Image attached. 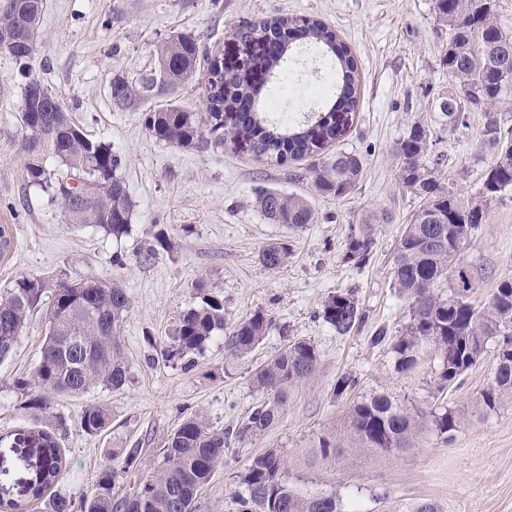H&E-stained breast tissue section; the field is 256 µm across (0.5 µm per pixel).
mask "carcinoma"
Instances as JSON below:
<instances>
[{"instance_id":"cac0c4a2","label":"carcinoma","mask_w":512,"mask_h":512,"mask_svg":"<svg viewBox=\"0 0 512 512\" xmlns=\"http://www.w3.org/2000/svg\"><path fill=\"white\" fill-rule=\"evenodd\" d=\"M436 20L448 27L454 39L442 57L443 68L459 87L458 93L440 97L436 110L456 122L463 107L488 112L485 136L497 157L483 174L480 196L467 203L454 188L440 181L424 163L428 130L414 125L397 144L400 184L416 193L421 205L403 228L391 269V284L409 309V322L394 337V367L399 373L416 369L425 359L433 361L435 389L442 393L457 385L461 376L479 363L494 341L493 368L489 381L478 392L472 410L492 412L512 403V278L503 279L489 300H471L475 278L461 264L462 252L479 230L478 216L487 204L512 189V125L503 126L497 113L512 111V33L498 21L496 8L483 0H431ZM44 0H0V51L19 60L33 58L40 47ZM478 29L482 51L471 48L467 34ZM266 44L259 60L264 68L279 69L291 40L318 44L334 60L338 81L335 100L326 112L309 118L293 114L270 117L271 98L259 102L261 89L224 76V90H206L208 124L195 113L166 107L148 114L146 130L158 141L187 147L208 137L218 143L226 138L251 143L259 156L280 164L316 154L339 139L336 113H351L359 104L360 78L350 47L335 30L308 17L280 16L241 30ZM155 71L135 81L117 79L112 97L121 105L146 100L163 86L175 87L192 77L206 53L197 40L178 35L156 48ZM479 87V95L472 93ZM235 113L234 125L224 127V113ZM26 132L22 145L25 177L32 186L52 191L69 224L96 227L115 239L129 232L135 204L126 183L118 175L121 157L112 145L88 138L73 123L67 109L38 80L27 84L21 111ZM53 158L58 169L48 170ZM362 159L336 150L313 169L316 192L341 199L358 182ZM261 215L273 224L302 229L313 223L311 202L298 194L265 189L255 197ZM373 240L368 226L351 228L344 244V260L366 262ZM290 250L285 243L267 245L261 264L270 270L282 266ZM200 302L181 312L165 360H182L200 352L218 332L224 331V298L201 281L196 285ZM47 304L48 327L42 356L30 379L17 382L25 398L24 408L42 411L52 395H79L98 386L119 390L130 380L121 348L120 333L130 300L114 282L96 278L68 286L66 278L23 276L0 292V361L9 357L28 316ZM322 318L339 335L357 329L364 321L351 292H338L322 304ZM272 317L256 310L241 320L228 338L237 355L250 353L264 339ZM315 348L296 339L264 363L252 384L266 400L253 408L247 420L234 429L217 430L202 416L185 418L162 446V462L139 476L121 494L120 475L130 474L137 451H115L101 470L92 491L75 501L60 493L50 494L65 467L57 426L50 423L34 430L41 443V477L28 488L29 498L41 501L43 512H198L200 490L224 463L231 441L246 442L270 428L281 417L288 391L311 376L317 367ZM466 411L440 404L421 411L390 393H375L350 406L346 427L356 447L385 452L415 447L419 434L429 429L443 441L453 438ZM110 413L100 405L86 407L79 426L87 434L104 431ZM285 461L275 450L254 457L240 476L248 495L247 512H340L334 493L301 495L283 480Z\"/></svg>"}]
</instances>
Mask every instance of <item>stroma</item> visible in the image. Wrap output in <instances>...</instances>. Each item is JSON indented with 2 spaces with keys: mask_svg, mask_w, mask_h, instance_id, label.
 <instances>
[{
  "mask_svg": "<svg viewBox=\"0 0 512 512\" xmlns=\"http://www.w3.org/2000/svg\"><path fill=\"white\" fill-rule=\"evenodd\" d=\"M275 16L326 22L357 60L359 106L338 144L325 148L363 160L362 175L345 198L318 195L310 158L280 165L240 140L190 147L154 140L145 119L155 109L176 106L206 119L209 66L134 106L112 97L113 81L155 69L156 47L173 36H194L209 57L231 64L254 51L237 38L239 27ZM41 31L33 59L0 53V224L12 225L16 242L11 255L0 258V289L23 276L119 282L131 301L120 337L130 381L120 390L53 396L42 413L23 409L16 382L32 374L46 336V312H34L11 356L0 361V497L19 499L23 482L34 478L27 450L16 440L42 418L66 422L60 439L66 468L56 489L77 500L93 488L114 451L138 449L141 472L156 468L165 439L188 416L203 415L218 430L235 427L264 398L251 383L256 369L304 339L319 355L314 374L290 390L277 423L232 444L201 492L200 512H241L246 492L240 475L268 449L283 455L290 487L303 495L336 492L342 512H408L420 501L434 503L439 512H512V404L491 413L470 410L491 375V358L439 394L429 365L397 372L391 351L392 336L409 319L405 301L390 286L392 258L420 205L399 183L397 141L412 125H424L428 165L465 202L478 197L495 159L483 137L487 112L470 106L451 123L434 108V98L456 86L439 65L450 32L435 19L431 0H45ZM324 64L316 50H296L293 85L279 95L280 112L317 108L308 88ZM33 79L58 95L89 137L121 155L119 174L135 202L128 235L116 240L66 223L49 193L28 186L21 107ZM262 189L308 197L312 224L295 231L264 219L254 204ZM369 215L378 218L373 247L357 266L344 260V243L350 227ZM161 230L171 249L140 261ZM284 241L292 248L287 262L266 269L261 249ZM462 263L475 276L480 301L512 277V190L488 204ZM201 280L224 299V330L192 361H164L180 313L198 302L195 285ZM339 291L352 292L364 315L362 325L343 336L321 317L323 301ZM258 309L272 316L271 328L250 354L232 355L230 331ZM382 329L387 340L375 342ZM342 376L355 384L338 395L334 387ZM378 392L408 398L420 409L441 403L469 415L448 443L427 431L399 453L353 447L344 417L354 402ZM92 404L111 412L108 428L96 435L78 424ZM323 438L334 444L330 453L319 446Z\"/></svg>",
  "mask_w": 512,
  "mask_h": 512,
  "instance_id": "stroma-1",
  "label": "stroma"
}]
</instances>
